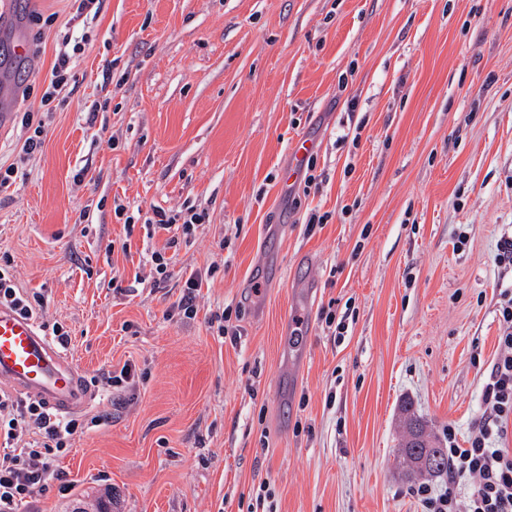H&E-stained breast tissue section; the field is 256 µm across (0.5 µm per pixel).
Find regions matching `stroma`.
Masks as SVG:
<instances>
[{
	"mask_svg": "<svg viewBox=\"0 0 512 512\" xmlns=\"http://www.w3.org/2000/svg\"><path fill=\"white\" fill-rule=\"evenodd\" d=\"M0 28V254L45 296L89 374L146 373L100 393L58 476L22 512H426L394 465L411 401L465 440L498 351L512 237V0H14ZM23 35L33 56L14 52ZM86 39L42 107L63 35ZM95 122H88L89 110ZM44 145L24 159V113ZM316 180L283 184L298 138ZM123 214H116L117 205ZM205 214L151 283L126 217ZM327 224L307 231L311 213ZM130 250H123V242ZM198 314L168 318L191 272ZM305 316L292 373L284 322ZM230 311L229 336L210 325ZM335 312L336 336L320 315ZM135 368L133 369L130 364L123 365L119 375H114L112 371L104 373L101 377H93L92 383H102L106 386L109 395L112 397V406H120L126 401V393L130 387L136 383Z\"/></svg>",
	"mask_w": 512,
	"mask_h": 512,
	"instance_id": "obj_1",
	"label": "stroma"
}]
</instances>
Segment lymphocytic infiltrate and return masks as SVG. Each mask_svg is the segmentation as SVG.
<instances>
[{"instance_id": "obj_1", "label": "lymphocytic infiltrate", "mask_w": 512, "mask_h": 512, "mask_svg": "<svg viewBox=\"0 0 512 512\" xmlns=\"http://www.w3.org/2000/svg\"><path fill=\"white\" fill-rule=\"evenodd\" d=\"M204 219L191 210L156 209L144 226L151 236L169 233L168 243L174 246ZM502 296V334L483 385V413L466 447L448 444L447 487H418L427 512H512V448L504 445L512 434V289H504ZM0 304L34 319L43 307L41 297H30L17 287L6 254L0 256ZM83 431L78 420L60 418L39 403L0 391V512H18L28 498L44 490L60 456Z\"/></svg>"}]
</instances>
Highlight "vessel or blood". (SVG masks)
I'll list each match as a JSON object with an SVG mask.
<instances>
[{
  "label": "vessel or blood",
  "mask_w": 512,
  "mask_h": 512,
  "mask_svg": "<svg viewBox=\"0 0 512 512\" xmlns=\"http://www.w3.org/2000/svg\"><path fill=\"white\" fill-rule=\"evenodd\" d=\"M0 386L60 416L87 412L96 397L67 352L32 319L6 305H0Z\"/></svg>",
  "instance_id": "vessel-or-blood-1"
}]
</instances>
